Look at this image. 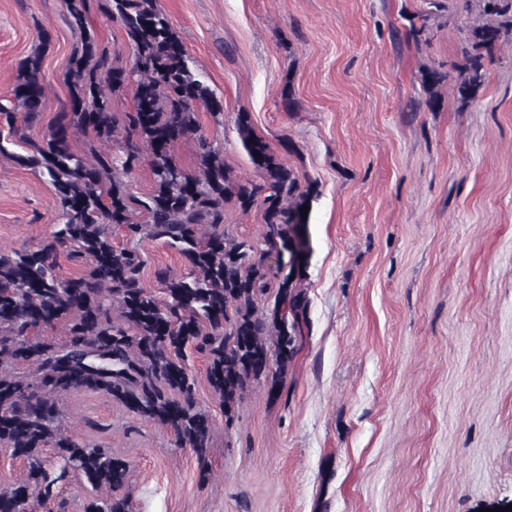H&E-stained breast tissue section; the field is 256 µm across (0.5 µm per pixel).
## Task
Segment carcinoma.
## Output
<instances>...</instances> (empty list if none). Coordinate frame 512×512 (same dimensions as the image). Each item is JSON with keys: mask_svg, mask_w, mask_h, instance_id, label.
Segmentation results:
<instances>
[{"mask_svg": "<svg viewBox=\"0 0 512 512\" xmlns=\"http://www.w3.org/2000/svg\"><path fill=\"white\" fill-rule=\"evenodd\" d=\"M93 0H64L70 24L83 33L67 72L68 109L50 133L32 140L21 133L39 114L45 96L41 66L51 43L18 63L10 95L0 99V126L19 136L28 154L0 156L32 166L53 185L59 229L22 251L0 253V448L25 463L22 476L0 487V512H32L51 497L45 451L91 488L110 494L89 500L85 512H131L117 495L129 481L128 461L81 442L63 426V398L102 392L134 415L175 434L201 460L210 448L212 420L198 406L187 351L207 361L208 383L236 417L253 384L279 399L308 329L303 282L311 251L303 206L319 197L315 180H301L280 152L257 134L248 112L235 126L256 178L245 179L224 154L198 134L200 105L220 107L192 68L185 46L158 0H101L100 9L125 29L134 51L129 69L112 63L108 46L89 29ZM479 19L469 27L454 66V93L465 108L478 96L495 51L512 40V0H477ZM447 74L422 73L427 104L442 99ZM135 86L133 111H111L110 95ZM90 130L101 141L124 138L119 156L90 148L71 151L72 135ZM196 145L198 170H184L173 155L187 139ZM150 168L152 186L132 195L125 175ZM247 213L261 207L262 248L237 241L224 226V206ZM131 244H112V227ZM161 240L179 251L189 272L155 269L159 298L143 284L146 261L140 242ZM288 250V272L271 291L267 254ZM85 257L77 277L59 276L61 257ZM61 327L64 337L40 334Z\"/></svg>", "mask_w": 512, "mask_h": 512, "instance_id": "1", "label": "carcinoma"}]
</instances>
